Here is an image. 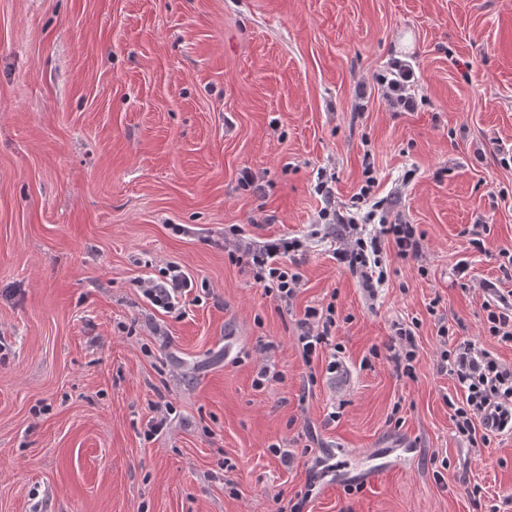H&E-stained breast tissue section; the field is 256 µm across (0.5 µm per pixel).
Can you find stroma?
Here are the masks:
<instances>
[{
    "label": "stroma",
    "mask_w": 512,
    "mask_h": 512,
    "mask_svg": "<svg viewBox=\"0 0 512 512\" xmlns=\"http://www.w3.org/2000/svg\"><path fill=\"white\" fill-rule=\"evenodd\" d=\"M511 148L512 0H0V512H512V437L471 448L436 371L442 323L512 364L480 325L481 282L512 289ZM368 162L424 233L370 303L312 235L318 168L341 207ZM233 224L307 241L290 307L229 260ZM171 264L200 297L179 317L137 286ZM331 301L333 375L295 342ZM397 322L412 380L370 355ZM393 78L383 76L382 83L386 86V97L392 108L399 106L409 107L412 104V97L408 95L409 82L413 78L412 72L400 61H394L391 65Z\"/></svg>",
    "instance_id": "35a3bbf8"
}]
</instances>
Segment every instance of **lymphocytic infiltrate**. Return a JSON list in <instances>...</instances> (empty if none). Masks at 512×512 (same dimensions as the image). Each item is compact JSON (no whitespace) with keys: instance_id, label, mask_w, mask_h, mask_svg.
I'll list each match as a JSON object with an SVG mask.
<instances>
[{"instance_id":"lymphocytic-infiltrate-1","label":"lymphocytic infiltrate","mask_w":512,"mask_h":512,"mask_svg":"<svg viewBox=\"0 0 512 512\" xmlns=\"http://www.w3.org/2000/svg\"><path fill=\"white\" fill-rule=\"evenodd\" d=\"M336 175L323 171L318 176L317 193L326 205L320 218L329 234L338 240L333 256L344 264L360 283L367 298H375L389 277L384 258L385 246H392L397 260L403 263L418 260L422 253V233L400 213L368 212L356 217L332 207ZM304 248L296 238H278L259 244L238 238L228 253L232 262L247 267L255 284L284 305H291L297 296L303 276L293 259ZM192 282L178 265H169L162 280L142 278L139 289L154 308L166 313H183ZM485 314L484 327L490 336L512 344V294L507 295L493 283L481 285ZM336 308L334 304L306 308L297 322L295 341L305 360L329 353L328 373L341 365L337 357ZM438 335L444 341L437 363L439 373L454 379L463 391L462 402L453 406L452 420L459 435L472 447L486 448L492 436L512 434V365L501 363L492 352L476 340L458 338L448 326H440ZM418 346L415 333L403 324H396L395 339L387 346V361L398 376H416Z\"/></svg>"}]
</instances>
